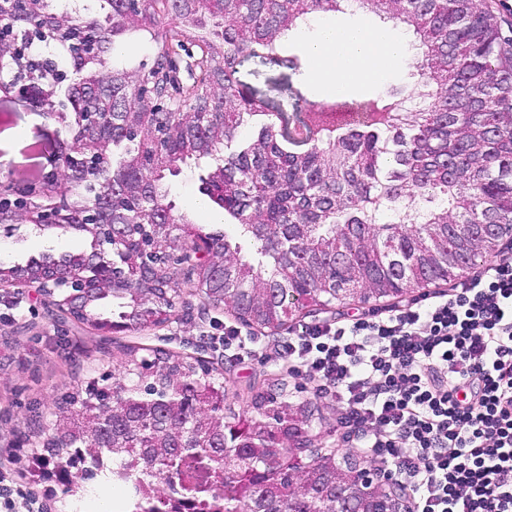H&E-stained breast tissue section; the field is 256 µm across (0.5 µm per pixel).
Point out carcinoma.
Masks as SVG:
<instances>
[{"instance_id":"cac0c4a2","label":"carcinoma","mask_w":512,"mask_h":512,"mask_svg":"<svg viewBox=\"0 0 512 512\" xmlns=\"http://www.w3.org/2000/svg\"><path fill=\"white\" fill-rule=\"evenodd\" d=\"M63 0H7L18 40L33 24L74 25L63 45L75 80L64 90L72 111L60 117L78 137L96 141L107 176L79 162L64 170L74 202L63 224H88L97 206L101 224H127L125 249L112 254L113 282L96 287L75 317L99 329L126 322L161 323L179 297L175 252L202 241L212 264L195 282L208 301L257 329L285 327L293 313L333 300L390 301L413 288L451 283L498 251L512 234V36L480 0H97L66 7ZM346 7L395 20L421 46L417 62L421 106L402 108L404 96L387 92L361 101L347 127L304 146L297 127L311 128L303 112L275 116L262 101L244 103L236 79L243 54L288 67L284 41L313 16ZM173 26L158 30V17ZM143 31L156 44L152 66L128 73L113 52ZM199 48L201 78L173 87L163 109L143 121L142 78L172 62V54ZM112 103V121L87 126L83 114L100 100ZM255 116L249 138L241 128ZM206 160L212 172L204 194L232 220L233 233L205 232L175 212L167 181ZM417 201V222L404 223L406 198ZM91 254L30 258L28 267L76 269ZM224 382L212 370L158 352L149 361L122 350L112 384H90L82 398L58 406L41 429L35 465L46 474L90 480L103 461L122 473L129 490L149 478L176 508L197 512L196 496L180 475L198 457L219 454L222 478L210 493L217 512H336V490L311 479L336 463L307 444V408L258 394L265 414L232 425L224 420ZM304 455L306 472L288 471V457Z\"/></svg>"}]
</instances>
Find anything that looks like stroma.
Wrapping results in <instances>:
<instances>
[{
	"label": "stroma",
	"mask_w": 512,
	"mask_h": 512,
	"mask_svg": "<svg viewBox=\"0 0 512 512\" xmlns=\"http://www.w3.org/2000/svg\"><path fill=\"white\" fill-rule=\"evenodd\" d=\"M288 53L300 56V67L290 70L260 57H242L237 66V80L264 94L273 104L300 92L304 99L322 107L337 100L356 101L394 88H411L416 82L412 62L397 66L384 81L359 84L343 95L326 91L312 76V64L305 57V47L290 40ZM57 122L46 118L27 94H0V183L30 185L41 182L57 151ZM89 248V239L59 230L41 231L24 224L13 234L0 232V264L5 266L55 249L79 252ZM183 297L170 323L162 327L128 330L104 335L74 319L59 320L48 298L24 284L0 288V473L10 476L22 489L15 498L12 512H27V496H34L42 512H68L70 498L58 484H49L32 475L28 461L33 427L54 419L57 406L69 394L93 380L102 379L113 370L122 348H138L150 358L164 351L182 357L208 361L221 372L224 385L235 393V409L249 411V387L262 391L286 383L291 401L310 402L314 409L312 445L323 449H343L336 420L340 408L334 399L318 396L314 382L292 372L278 351L288 339L306 325L347 317L356 310H377L381 304L372 300L363 304H333L322 311L297 314L275 332L257 335L256 356L241 361L232 352H220L202 340V332L223 335L225 327H239L242 335L253 334L248 326L223 310L209 307L183 285Z\"/></svg>",
	"instance_id": "1"
}]
</instances>
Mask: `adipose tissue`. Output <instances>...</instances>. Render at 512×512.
Returning a JSON list of instances; mask_svg holds the SVG:
<instances>
[{
	"label": "adipose tissue",
	"mask_w": 512,
	"mask_h": 512,
	"mask_svg": "<svg viewBox=\"0 0 512 512\" xmlns=\"http://www.w3.org/2000/svg\"><path fill=\"white\" fill-rule=\"evenodd\" d=\"M298 37L311 58L314 79L336 93L360 79L384 78L407 55L403 33L370 23L320 20Z\"/></svg>",
	"instance_id": "obj_1"
}]
</instances>
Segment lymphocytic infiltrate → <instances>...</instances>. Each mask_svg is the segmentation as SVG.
Returning a JSON list of instances; mask_svg holds the SVG:
<instances>
[{"label":"lymphocytic infiltrate","mask_w":512,"mask_h":512,"mask_svg":"<svg viewBox=\"0 0 512 512\" xmlns=\"http://www.w3.org/2000/svg\"><path fill=\"white\" fill-rule=\"evenodd\" d=\"M284 355L414 512H512V257L423 303L302 327Z\"/></svg>","instance_id":"1"}]
</instances>
